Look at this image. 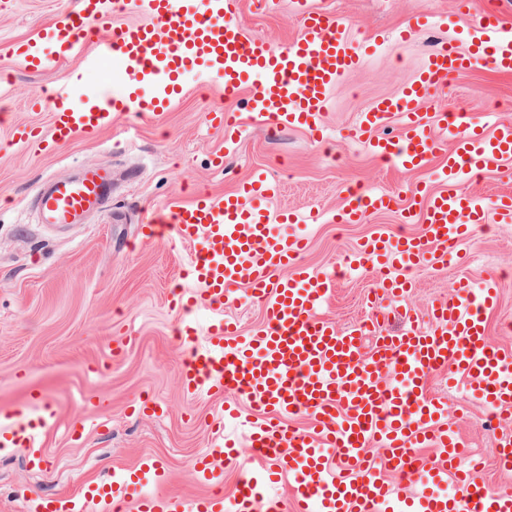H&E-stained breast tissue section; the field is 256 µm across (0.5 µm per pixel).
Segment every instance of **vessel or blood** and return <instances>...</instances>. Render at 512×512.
<instances>
[{"mask_svg":"<svg viewBox=\"0 0 512 512\" xmlns=\"http://www.w3.org/2000/svg\"><path fill=\"white\" fill-rule=\"evenodd\" d=\"M125 0H75L42 34V48L17 43L27 68L43 71L75 56L80 41L94 42L84 65L117 60L150 81V96L129 93L92 97L71 84L56 90L49 137L58 146L96 137L119 113L160 117L189 79L214 81L228 101L247 100V114L211 112L209 126L224 134L225 148L248 125L275 121L326 138L329 93L365 55L350 41L342 17L302 6L301 29L275 46L250 32L243 0H135L137 22L116 18ZM512 74V22L484 9L469 54L452 47L432 52L400 96L377 100L360 113L357 140L377 159L407 172H434L431 191L412 189L405 204L394 193L349 194L339 214L346 224L366 214L401 209L404 222L421 220L415 234L375 228L348 259L350 267L380 276L365 297L367 319L337 328L320 313L335 294L336 276L301 259L304 237L275 233L278 224L317 221L315 213L272 212L280 183L264 169L236 182L220 197L201 193L173 204L168 214L147 218L149 233L175 237L194 248L188 266L196 284L182 306L204 313L185 326L189 337L205 334L181 368L186 394L220 400L212 414L210 449L194 461L202 494L179 498L141 487L152 466L120 469L116 480L82 482L71 494L34 496L31 512H75L78 502H132L134 512H512V485L491 486L450 420L448 398L428 395L429 379L447 377L489 412L496 429L499 466L512 470V350L487 340L486 315L498 302L495 281L458 282L433 298L428 321L406 302L414 270L446 269L462 255L471 229L495 217L512 222V194L493 202L464 192L473 173L512 159V122L485 130L480 123H449L447 113L422 111L428 94L448 78L483 64ZM399 122L397 135L386 129ZM112 171L88 168L75 178L45 180L37 189V213L45 224H77L101 208ZM266 312L264 324L244 332L225 306L237 289ZM309 420L303 432L290 423ZM241 428L252 450V467L238 493L225 498L221 460L239 457L227 426ZM24 426L0 429L1 448H27ZM423 447L435 456L420 455ZM287 484L284 497L257 495V485Z\"/></svg>","mask_w":512,"mask_h":512,"instance_id":"b4317fda","label":"vessel or blood"}]
</instances>
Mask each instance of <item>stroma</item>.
Segmentation results:
<instances>
[{"label": "stroma", "mask_w": 512, "mask_h": 512, "mask_svg": "<svg viewBox=\"0 0 512 512\" xmlns=\"http://www.w3.org/2000/svg\"><path fill=\"white\" fill-rule=\"evenodd\" d=\"M310 2L343 17L353 38L382 33L385 42L330 92L326 143L312 142L299 130L253 126L219 167L213 158L224 146V135L209 128L204 117L225 103L213 90L193 85L162 118L133 123L116 116L112 129L97 141H75L51 153L14 145L11 126L47 125L49 98L68 77H78L85 91L106 86L115 92L125 91L133 78L119 63L105 61L84 70L76 58L42 72L28 70L14 55L15 44L30 41L74 0H0V412H9L35 391L55 412L48 426L33 431L43 469L27 468L26 449L0 451V512H28L29 496L68 491L84 479L101 481L115 468L146 459L162 464V488L168 494L202 492L192 468L209 445L207 415L213 404L187 397L180 385L191 344L178 335L186 316L177 295L195 286L185 267L190 249L169 236H148L144 216L200 193L223 194L260 166L282 185L274 209L321 214V223L293 227L307 239L303 259L316 270L333 271L374 225L422 232V224L402 223L395 210L358 224L336 222L351 190L401 194L424 180L375 159L346 132L373 102L410 84L430 51L450 44L468 52L478 14L494 0ZM423 12L430 14V26H417ZM243 18L253 34L275 45L295 37L301 24L291 0H276L271 8L263 0H244ZM402 29L410 32L403 42L397 39ZM424 108L485 112L512 121V74L488 64L461 72L434 90ZM107 165L115 182L105 210L86 224L38 223L32 196L44 177ZM467 248L465 265L415 272L407 302L422 316L434 297L459 281L496 277L499 302L487 314V338L512 348V223H486ZM376 278L371 270L346 275L323 315L340 327L364 317L363 298ZM122 337L129 344L113 355V342ZM429 391L448 394V383L434 376ZM452 396L450 414L473 455L491 454L493 438L482 426L483 408L464 393ZM146 397L164 402L167 415L130 413V406ZM78 420L85 421L86 432L75 442L68 429Z\"/></svg>", "instance_id": "obj_1"}]
</instances>
